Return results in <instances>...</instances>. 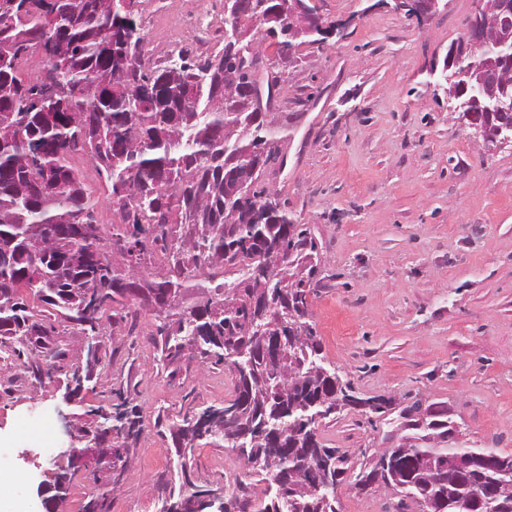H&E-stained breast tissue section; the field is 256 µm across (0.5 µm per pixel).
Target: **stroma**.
<instances>
[{
  "label": "stroma",
  "instance_id": "obj_1",
  "mask_svg": "<svg viewBox=\"0 0 512 512\" xmlns=\"http://www.w3.org/2000/svg\"><path fill=\"white\" fill-rule=\"evenodd\" d=\"M224 0H147L148 48L182 11L219 18ZM337 32L303 45L282 73L271 118L285 164L264 181L318 241L310 319L323 364L357 397L387 400L375 413L348 406L324 419L320 437L349 454L359 471L398 435L401 411L415 400L445 405L465 445L512 454V144L485 151L452 110L433 69L442 68L479 7L447 0L416 18L394 0H315ZM135 327L105 324L103 360L74 404L63 400L64 372L82 356L71 323L51 318L50 341L65 353L61 372L37 376L0 368V512H27L57 467L62 414L75 429L90 409H111L116 389L140 408L119 491L109 512H160L161 492L177 480L173 424L188 409L219 405L234 380L221 365L161 360L156 322L136 310ZM45 416L31 428L32 414ZM198 484L219 489L264 483L235 452L197 441L190 460ZM62 512H80L98 486L91 469L70 467ZM340 512H395L390 491L340 483Z\"/></svg>",
  "mask_w": 512,
  "mask_h": 512
}]
</instances>
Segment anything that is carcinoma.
I'll return each mask as SVG.
<instances>
[{
    "label": "carcinoma",
    "mask_w": 512,
    "mask_h": 512,
    "mask_svg": "<svg viewBox=\"0 0 512 512\" xmlns=\"http://www.w3.org/2000/svg\"><path fill=\"white\" fill-rule=\"evenodd\" d=\"M25 10L0 0V359L39 358L29 370H52L65 356L49 344L48 327L31 301L79 326L98 346L86 354L102 361L103 324L125 318L134 301L158 321L162 359L184 357L222 363L234 378V394L183 417L173 432L181 481L165 486L161 512L171 504L214 512L213 490L197 485L186 456L195 442L215 438L237 452L249 473L266 483L256 512H340L336 495L310 490L317 460L330 465L331 482L348 470L347 453L320 439V421L359 402L378 412L384 400L360 399L350 385L322 365V346L310 323L307 296L316 273L318 243L310 226L295 221L286 203L262 184L275 165L276 132L257 93L272 99L278 74L249 67L259 50L254 35L236 36L223 20L220 49L197 54L183 47L173 70L146 47L140 0H25ZM278 0H255L252 29H264L285 62L290 38ZM320 16L296 43L320 44ZM35 69L50 68V83L22 76L19 62L34 52ZM481 52L464 62L462 80L475 83ZM233 70L237 83L226 82ZM485 98L460 97L462 112H480ZM85 156L110 185L108 202L119 223L82 238L97 223V202L72 164ZM270 262L279 288L264 290L256 267ZM224 269V281L205 269ZM299 334L282 362L266 360L264 336L288 325ZM15 339V345L7 344ZM426 417L404 424L397 448L384 450L354 476L365 491L381 480L420 512H512V495L471 503L472 484H492L496 470L512 471V454L448 445V409L428 406ZM138 405L124 400L91 439L128 452L137 438ZM252 435L238 439L240 425ZM271 452L296 481L284 486L261 467Z\"/></svg>",
    "instance_id": "cac0c4a2"
}]
</instances>
